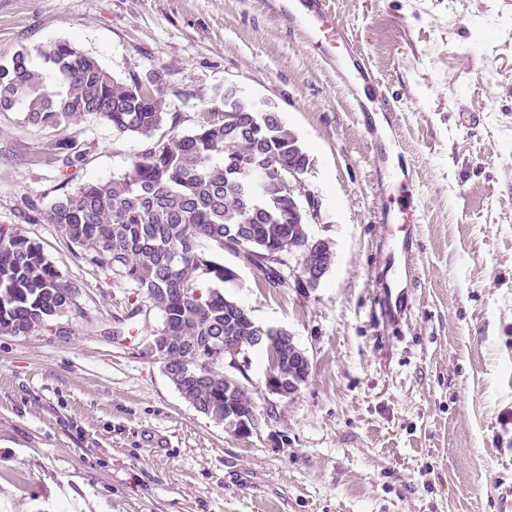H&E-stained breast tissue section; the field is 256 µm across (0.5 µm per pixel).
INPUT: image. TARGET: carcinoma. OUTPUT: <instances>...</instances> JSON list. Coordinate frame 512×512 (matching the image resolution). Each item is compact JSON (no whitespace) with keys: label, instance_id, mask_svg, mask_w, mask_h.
I'll return each mask as SVG.
<instances>
[{"label":"carcinoma","instance_id":"1","mask_svg":"<svg viewBox=\"0 0 512 512\" xmlns=\"http://www.w3.org/2000/svg\"><path fill=\"white\" fill-rule=\"evenodd\" d=\"M222 98L237 111L235 124L224 125L222 112H202L192 130L176 134L180 114L163 111L158 90L137 80L118 85L96 59L68 42L22 49L0 63V112L21 103L28 124L61 129L95 115L120 133L144 139L129 174L80 185L52 203L43 218L90 253L98 269L112 272L161 312V335L169 337L166 354L193 353L200 362L192 376L176 372L173 385L197 411L237 434L233 416L249 413L253 402L224 382V355L212 357L209 341L230 336L240 355L270 332L220 289L197 293L202 277L224 283L235 273L202 251V242L255 268L267 288L283 287L269 255L298 252L299 284L307 288L305 278L322 262L327 245L310 244L306 225L293 222L287 199L253 194L252 188H263L262 172L246 174L279 162L305 172L309 153L284 125L256 118L252 105L233 91ZM84 160L77 140L67 136L57 152L37 156L32 164L69 169ZM246 213L252 216L249 224L241 223ZM240 236L250 250L239 246ZM73 287L39 243L0 230L1 332L20 336L47 325L64 313ZM264 349L276 377L291 378L288 359L294 349L278 343Z\"/></svg>","mask_w":512,"mask_h":512}]
</instances>
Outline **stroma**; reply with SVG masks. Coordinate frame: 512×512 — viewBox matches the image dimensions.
Masks as SVG:
<instances>
[{
  "instance_id": "obj_1",
  "label": "stroma",
  "mask_w": 512,
  "mask_h": 512,
  "mask_svg": "<svg viewBox=\"0 0 512 512\" xmlns=\"http://www.w3.org/2000/svg\"><path fill=\"white\" fill-rule=\"evenodd\" d=\"M275 0H0V62L67 41L115 81L162 79L165 111H223L234 85L279 112L311 158L308 226L334 262L316 288L237 272L225 296L288 331L310 365L266 387L239 356L259 422L237 436L197 412L150 351L158 309L81 255L43 212L62 190L128 173L142 138L97 116L70 130L0 113V225L75 281L49 326L0 334V512H512V0H327L394 110L417 185L413 228L383 221L395 192L355 100ZM74 135L64 181L33 154ZM412 232L410 254L398 246Z\"/></svg>"
}]
</instances>
